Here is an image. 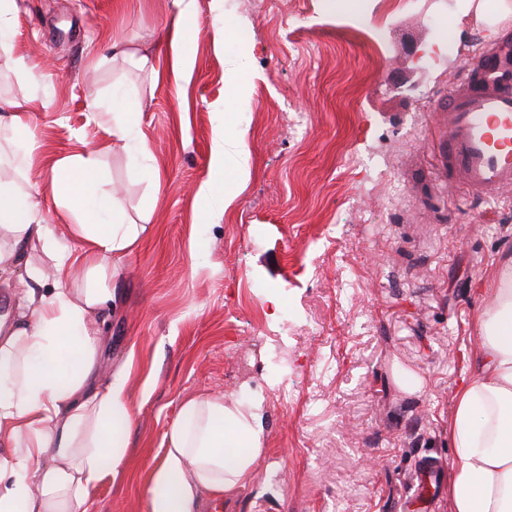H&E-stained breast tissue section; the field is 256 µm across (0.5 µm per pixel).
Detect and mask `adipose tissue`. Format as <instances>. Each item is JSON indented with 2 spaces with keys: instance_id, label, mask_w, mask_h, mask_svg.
I'll list each match as a JSON object with an SVG mask.
<instances>
[{
  "instance_id": "obj_1",
  "label": "adipose tissue",
  "mask_w": 512,
  "mask_h": 512,
  "mask_svg": "<svg viewBox=\"0 0 512 512\" xmlns=\"http://www.w3.org/2000/svg\"><path fill=\"white\" fill-rule=\"evenodd\" d=\"M196 0H172L166 25L171 71L186 67L187 23ZM112 129L93 149L55 160L54 186L75 222L72 230L93 248L84 257L91 283L71 287L77 267L57 250L37 192L21 178H0V230L10 233L0 265L23 253L31 240L54 251L56 286L27 289L18 298L20 320L0 317V512H89L92 491L117 475L131 423L129 376L98 377V345L92 325L113 299L106 288L116 263L140 241L141 228L124 221L119 192L101 189L99 155L127 147L137 126L123 98L108 104ZM11 142L19 169H27L32 135L27 102L10 104ZM248 135L237 115L225 113L213 139L216 177L199 189L215 209L227 206L218 179L246 165ZM494 307L483 313L477 336L475 376L463 379L451 418L454 469L448 484L453 512H512V265H505ZM260 405L243 406L221 392L187 398L167 434L161 460L142 486L146 512H198L208 498L232 494L251 474L263 451Z\"/></svg>"
}]
</instances>
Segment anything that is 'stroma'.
<instances>
[{
	"mask_svg": "<svg viewBox=\"0 0 512 512\" xmlns=\"http://www.w3.org/2000/svg\"><path fill=\"white\" fill-rule=\"evenodd\" d=\"M365 10L353 20L326 0H198L189 64L175 74L100 56L117 40L157 42L170 0H16L0 102H52L33 115L30 178L61 249L90 244L70 233L47 160L112 125L88 110V90L123 91L150 147L99 159L103 189L121 190L144 231L108 281L119 303L98 329L103 375L130 369L132 420L121 471L90 512H144L142 478L182 403L215 391L264 408V450L223 512H452L449 472L422 509L412 476L452 458L457 383L512 264V193L490 199L444 179L443 103L484 47L512 54V15L492 36L463 0ZM227 19L238 35L221 46L214 30ZM443 31L449 51L426 56ZM235 64L248 85L238 120L249 171L228 173L232 200L213 214L197 192ZM44 68L53 80L24 81ZM369 156L385 158L381 178L362 166ZM54 262L35 243L1 270L0 316L13 315L32 269ZM284 325L286 375L273 357ZM403 369L420 390L398 385Z\"/></svg>",
	"mask_w": 512,
	"mask_h": 512,
	"instance_id": "1",
	"label": "stroma"
}]
</instances>
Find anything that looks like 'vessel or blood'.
<instances>
[{"label": "vessel or blood", "instance_id": "vessel-or-blood-1", "mask_svg": "<svg viewBox=\"0 0 512 512\" xmlns=\"http://www.w3.org/2000/svg\"><path fill=\"white\" fill-rule=\"evenodd\" d=\"M448 176L486 196L512 191V84L485 49L448 92Z\"/></svg>", "mask_w": 512, "mask_h": 512}]
</instances>
